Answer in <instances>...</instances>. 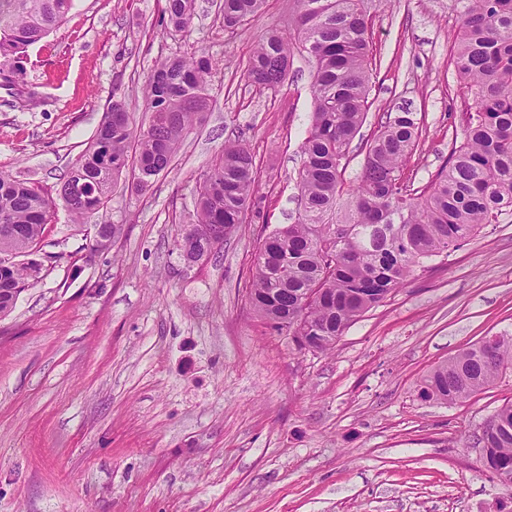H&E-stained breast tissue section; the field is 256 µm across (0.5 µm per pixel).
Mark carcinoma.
<instances>
[{
	"mask_svg": "<svg viewBox=\"0 0 512 512\" xmlns=\"http://www.w3.org/2000/svg\"><path fill=\"white\" fill-rule=\"evenodd\" d=\"M461 26L454 44L463 90L464 141L429 184L414 187L405 163L419 147L422 126L413 112H386L364 144L357 183L345 177L351 145L371 106L368 20L362 0H297L296 36L271 30L246 64L259 90L280 86L294 49L316 64L314 110L298 174L301 213L286 230L261 240L248 300L274 331L314 352L333 348L345 330L383 301L424 260L466 245L484 224L512 211V0H457ZM263 0H224V29L257 15ZM74 0H0V88L32 98L16 86L29 50L59 28ZM194 0H165L163 22L188 32ZM204 56L167 58L145 86L150 123L134 135L122 102L108 108L90 145L72 167L61 197L72 220L86 224L110 201L112 185L132 170L135 189L150 187L169 165L186 134L208 110ZM255 158L238 140L224 150L199 185L196 225L214 243L230 236L250 213ZM55 202L33 183L0 172V316L15 294L36 279L34 254ZM512 371V336L482 338L435 366L419 397L457 403L493 386ZM474 447L493 479L512 491V402L486 418Z\"/></svg>",
	"mask_w": 512,
	"mask_h": 512,
	"instance_id": "1",
	"label": "carcinoma"
}]
</instances>
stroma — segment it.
<instances>
[{
	"instance_id": "35a3bbf8",
	"label": "stroma",
	"mask_w": 512,
	"mask_h": 512,
	"mask_svg": "<svg viewBox=\"0 0 512 512\" xmlns=\"http://www.w3.org/2000/svg\"><path fill=\"white\" fill-rule=\"evenodd\" d=\"M222 0H195L190 34L163 0H75L30 53L27 105L0 89V171L57 194L112 101L146 129L156 62L209 56L210 109L144 192L125 175L91 223L57 205L41 271L0 317V512H512L471 437L512 400V377L457 404L424 401L423 378L486 336H512V214L425 261L325 353L298 352L246 293L265 229L299 217L301 145L315 65L295 54L260 91L245 66L296 0L224 28ZM372 105L361 129L404 109L422 137L407 163L425 186L463 141L450 62L456 0H364ZM255 157L261 214L189 265L178 243L199 183L227 139ZM121 231L96 246L93 227Z\"/></svg>"
}]
</instances>
